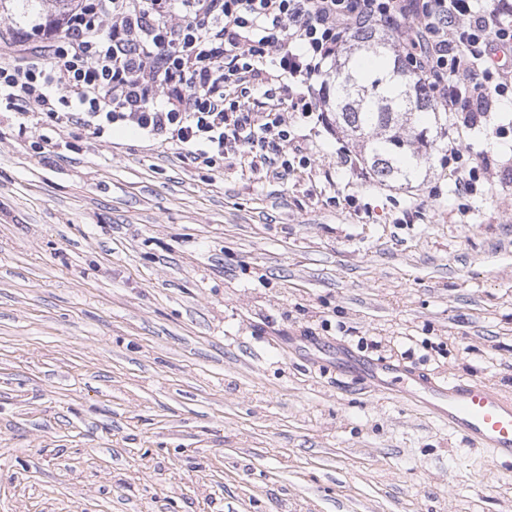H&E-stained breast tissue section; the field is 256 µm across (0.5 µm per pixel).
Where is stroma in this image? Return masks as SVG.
Returning <instances> with one entry per match:
<instances>
[{
	"instance_id": "35a3bbf8",
	"label": "stroma",
	"mask_w": 512,
	"mask_h": 512,
	"mask_svg": "<svg viewBox=\"0 0 512 512\" xmlns=\"http://www.w3.org/2000/svg\"><path fill=\"white\" fill-rule=\"evenodd\" d=\"M57 16L0 0V41ZM297 133L310 166L265 179L0 113V512H512V463L330 364L512 397V138L466 136L491 186L461 196L440 160L364 180Z\"/></svg>"
}]
</instances>
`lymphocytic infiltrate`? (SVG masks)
Returning a JSON list of instances; mask_svg holds the SVG:
<instances>
[{
  "mask_svg": "<svg viewBox=\"0 0 512 512\" xmlns=\"http://www.w3.org/2000/svg\"><path fill=\"white\" fill-rule=\"evenodd\" d=\"M390 30L434 100L476 129L512 100V0H81L0 66V109L19 134L128 127L210 168L233 159L284 179L311 159L294 121L327 123V78L352 32ZM273 70H266V63ZM442 165L471 195L487 169L449 139Z\"/></svg>",
  "mask_w": 512,
  "mask_h": 512,
  "instance_id": "1",
  "label": "lymphocytic infiltrate"
}]
</instances>
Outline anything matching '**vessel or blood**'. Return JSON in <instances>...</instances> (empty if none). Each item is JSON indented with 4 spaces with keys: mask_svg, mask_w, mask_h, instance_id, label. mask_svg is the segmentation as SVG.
Here are the masks:
<instances>
[{
    "mask_svg": "<svg viewBox=\"0 0 512 512\" xmlns=\"http://www.w3.org/2000/svg\"><path fill=\"white\" fill-rule=\"evenodd\" d=\"M354 370L365 389L385 387L410 397L465 442L487 449L492 460L512 459V398L492 386L384 361L358 363Z\"/></svg>",
    "mask_w": 512,
    "mask_h": 512,
    "instance_id": "vessel-or-blood-1",
    "label": "vessel or blood"
}]
</instances>
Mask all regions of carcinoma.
Returning <instances> with one entry per match:
<instances>
[{
  "mask_svg": "<svg viewBox=\"0 0 512 512\" xmlns=\"http://www.w3.org/2000/svg\"><path fill=\"white\" fill-rule=\"evenodd\" d=\"M351 41L379 65L365 85L346 61L329 75L327 84L336 86V128L359 148L362 164L374 177L409 182L422 165L432 161L439 146L426 128L411 126L406 138L399 129L416 112L434 113L438 125L448 121V113L437 111L425 83L409 70L401 53L388 47L378 30L355 31Z\"/></svg>",
  "mask_w": 512,
  "mask_h": 512,
  "instance_id": "carcinoma-1",
  "label": "carcinoma"
}]
</instances>
